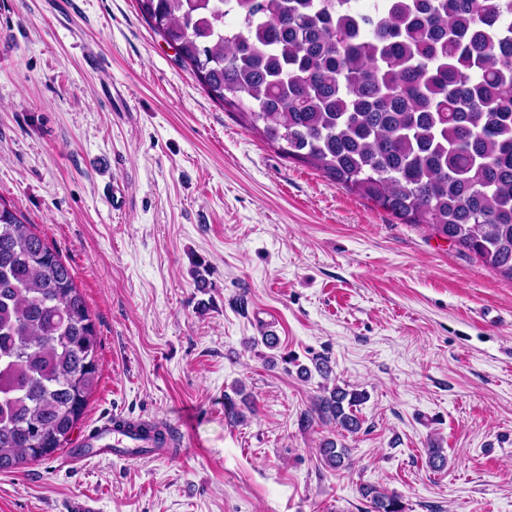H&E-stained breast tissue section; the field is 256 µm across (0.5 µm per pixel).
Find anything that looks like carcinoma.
Here are the masks:
<instances>
[{
  "label": "carcinoma",
  "mask_w": 512,
  "mask_h": 512,
  "mask_svg": "<svg viewBox=\"0 0 512 512\" xmlns=\"http://www.w3.org/2000/svg\"><path fill=\"white\" fill-rule=\"evenodd\" d=\"M136 0L224 111L281 157L512 281V0ZM100 341L70 267L0 198V472L71 443ZM329 379L325 357L301 377ZM363 391L338 384L301 418L358 434ZM323 462L348 465L326 438ZM431 468L447 455L427 448ZM370 512H405L375 485Z\"/></svg>",
  "instance_id": "1"
}]
</instances>
